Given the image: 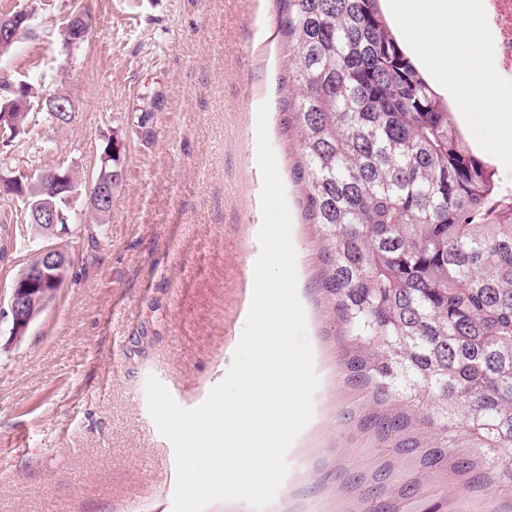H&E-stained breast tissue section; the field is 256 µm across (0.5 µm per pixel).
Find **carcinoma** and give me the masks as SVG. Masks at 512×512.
<instances>
[{
	"mask_svg": "<svg viewBox=\"0 0 512 512\" xmlns=\"http://www.w3.org/2000/svg\"><path fill=\"white\" fill-rule=\"evenodd\" d=\"M281 136L316 234L317 290L362 394L347 420L409 477L367 512H441L448 476L512 490V181L475 152L400 45L380 0H280ZM25 97L33 109L16 112ZM0 155L48 149L32 85L0 73ZM121 142L99 165L119 177ZM1 198L0 216L30 224ZM481 448L471 457L464 449Z\"/></svg>",
	"mask_w": 512,
	"mask_h": 512,
	"instance_id": "carcinoma-1",
	"label": "carcinoma"
}]
</instances>
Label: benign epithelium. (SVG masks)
<instances>
[{"label": "benign epithelium", "mask_w": 512, "mask_h": 512, "mask_svg": "<svg viewBox=\"0 0 512 512\" xmlns=\"http://www.w3.org/2000/svg\"><path fill=\"white\" fill-rule=\"evenodd\" d=\"M33 18L32 12L18 10L12 14L0 15V55L9 50L13 35L23 24ZM93 26V19L88 14L78 16L77 23L69 25L64 31V41L74 43L84 38ZM22 188V198H27L29 190L35 188L47 199L32 208V223L48 227V236L56 233L59 210L53 198L70 190L69 170L53 169L34 173L25 169L14 171L10 175L0 174V195L16 197L15 189ZM89 199L101 209L108 210L112 206V185L105 180L97 181ZM69 255L58 245H43L35 251L34 258L25 269L24 278L13 283L9 297L7 316L12 323V334L21 336L31 324L34 316L32 307V291L43 290V295L52 297L61 284V277L68 267Z\"/></svg>", "instance_id": "benign-epithelium-1"}]
</instances>
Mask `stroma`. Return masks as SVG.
Masks as SVG:
<instances>
[{"label":"stroma","mask_w":512,"mask_h":512,"mask_svg":"<svg viewBox=\"0 0 512 512\" xmlns=\"http://www.w3.org/2000/svg\"><path fill=\"white\" fill-rule=\"evenodd\" d=\"M96 19L63 43L72 4ZM33 13L0 71L71 98L74 120L40 124L35 166L77 173L81 221L59 241L72 265L22 338L6 309L15 273L43 239L0 224V512H173L172 443L146 399L155 376L181 407L202 404L231 365L260 254L263 178L257 113L268 104L320 383L313 416L286 454L288 474L264 512H360L354 476L381 464L345 422L358 399L340 368L315 288L311 227L296 210L293 158L278 130L284 58L278 0H0ZM123 144L106 223L84 186L105 136ZM448 512H512V497L448 479Z\"/></svg>","instance_id":"35a3bbf8"}]
</instances>
